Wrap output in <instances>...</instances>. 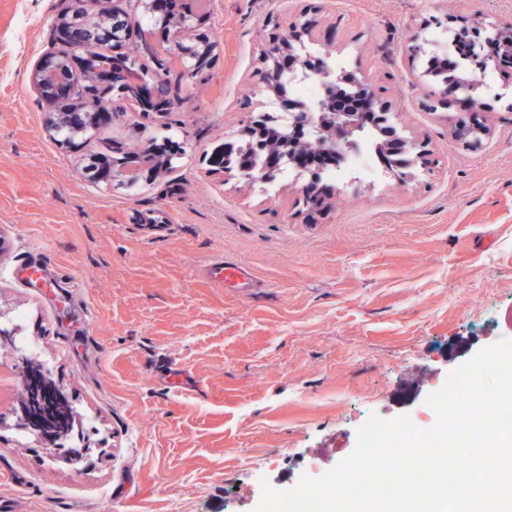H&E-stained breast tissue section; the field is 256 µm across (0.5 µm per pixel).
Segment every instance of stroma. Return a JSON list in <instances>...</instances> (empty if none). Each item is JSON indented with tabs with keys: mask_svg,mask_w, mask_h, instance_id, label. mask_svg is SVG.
Returning <instances> with one entry per match:
<instances>
[{
	"mask_svg": "<svg viewBox=\"0 0 512 512\" xmlns=\"http://www.w3.org/2000/svg\"><path fill=\"white\" fill-rule=\"evenodd\" d=\"M65 0H0V316L67 394L81 429L48 446L0 421L10 512H255L263 483L293 488L308 457L354 450L371 416L433 428L428 397L480 350L512 341V77L461 69L438 101L427 58L440 27L489 35L512 0H213L215 62L180 110L112 114L109 137L181 146L135 185L91 181L84 146L56 142L31 82ZM311 24L306 49L369 75L407 154V182L352 171L247 184L206 162L269 108L261 49ZM477 116L489 135L453 131ZM245 267L248 288L204 275ZM274 459L255 474L254 462Z\"/></svg>",
	"mask_w": 512,
	"mask_h": 512,
	"instance_id": "35a3bbf8",
	"label": "stroma"
}]
</instances>
